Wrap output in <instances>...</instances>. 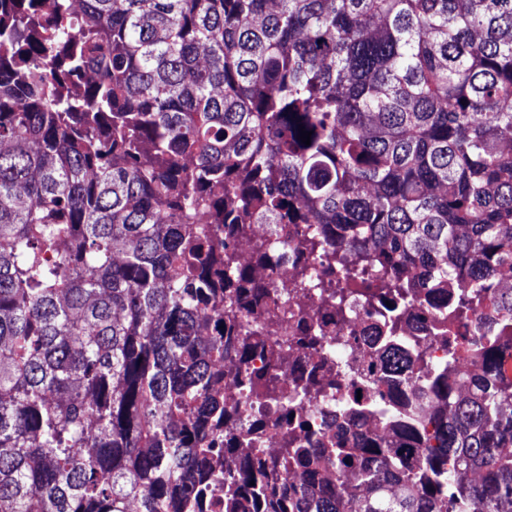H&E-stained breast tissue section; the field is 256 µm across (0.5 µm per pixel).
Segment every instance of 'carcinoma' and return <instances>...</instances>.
Masks as SVG:
<instances>
[{"label":"carcinoma","mask_w":512,"mask_h":512,"mask_svg":"<svg viewBox=\"0 0 512 512\" xmlns=\"http://www.w3.org/2000/svg\"><path fill=\"white\" fill-rule=\"evenodd\" d=\"M40 2L0 0V512H512V0ZM248 224L381 271L397 377L336 399L369 432L238 455L221 364L274 399ZM271 238V231L268 224H248L246 235L238 241L234 253L235 262L245 264L250 259L254 264L257 248L264 249ZM430 307L426 304L411 307L405 315L403 334L409 336L416 347L427 348L434 356L440 357L445 352V347L435 336L436 329L430 326Z\"/></svg>","instance_id":"carcinoma-1"}]
</instances>
